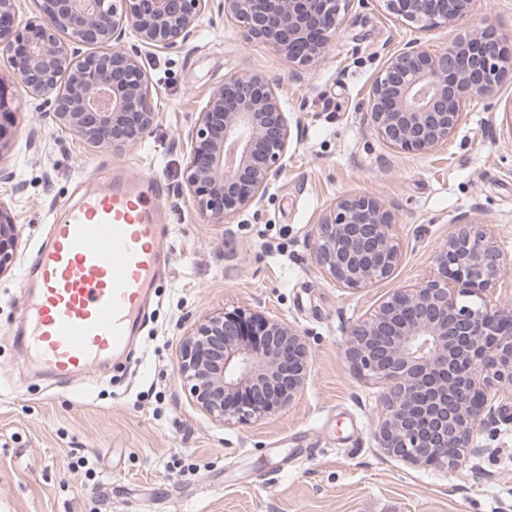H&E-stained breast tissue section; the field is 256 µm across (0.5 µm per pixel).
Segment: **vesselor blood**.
<instances>
[{"label": "vessel or blood", "mask_w": 512, "mask_h": 512, "mask_svg": "<svg viewBox=\"0 0 512 512\" xmlns=\"http://www.w3.org/2000/svg\"><path fill=\"white\" fill-rule=\"evenodd\" d=\"M164 196L160 178L119 168L52 218L12 336L48 377L89 373L144 327L166 272Z\"/></svg>", "instance_id": "vessel-or-blood-1"}]
</instances>
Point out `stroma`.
Wrapping results in <instances>:
<instances>
[{"label": "stroma", "instance_id": "stroma-1", "mask_svg": "<svg viewBox=\"0 0 512 512\" xmlns=\"http://www.w3.org/2000/svg\"><path fill=\"white\" fill-rule=\"evenodd\" d=\"M487 16L512 37V0H479L468 21L430 31L375 0L355 5L322 60L302 71L243 43L215 8L171 49L126 36L122 48L138 52L157 89L159 116L142 143L122 148H94L58 127L45 99L11 83L0 54V78L23 106L0 152V201L17 229L12 268L0 276V512H512V413L477 436V464L456 472L383 456L373 437L382 387L344 356L352 324L429 276L458 214L487 225L512 256V74L495 98L467 105L448 144L392 157L388 168L389 149L363 120L372 79L392 53L413 40L445 48ZM254 71L282 80L287 168L261 211L213 223L183 188L187 133L226 76ZM124 164L167 187L170 269L130 350L77 394L24 361L10 333L51 214ZM359 194L392 213L400 260L390 277L349 290L319 265L314 243L336 200ZM239 306L294 325L310 374L279 416L225 426L192 405L177 363L203 319Z\"/></svg>", "mask_w": 512, "mask_h": 512}]
</instances>
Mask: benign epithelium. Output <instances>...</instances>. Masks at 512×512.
Here are the masks:
<instances>
[{"instance_id":"obj_1","label":"benign epithelium","mask_w":512,"mask_h":512,"mask_svg":"<svg viewBox=\"0 0 512 512\" xmlns=\"http://www.w3.org/2000/svg\"><path fill=\"white\" fill-rule=\"evenodd\" d=\"M211 0H34L16 24L0 0V52L17 83L49 95L55 123L90 146L145 139L157 120L153 85L139 56L116 46L131 31L167 49L199 27ZM355 0H224L241 40L263 43L298 68L314 64ZM422 31L469 16L475 0H381ZM110 46L75 57L73 45ZM512 69V48L491 23L432 51L409 42L378 71L364 120L394 153L430 154L461 125L468 103L495 96ZM279 79L231 74L215 88L188 134L184 183L198 215L214 223L263 204L286 170L291 124ZM18 108L0 81V151ZM393 217L372 196L338 200L318 225V263L358 290L389 277L399 260ZM16 225L0 202V275L13 262ZM434 273L380 303L348 333L352 370L384 386L374 433L380 450L414 466L456 469L487 449L477 434L512 403V258L460 215L433 255ZM304 337L287 321L243 310L200 324L182 347L179 375L191 402L224 425L286 411L302 392Z\"/></svg>"}]
</instances>
